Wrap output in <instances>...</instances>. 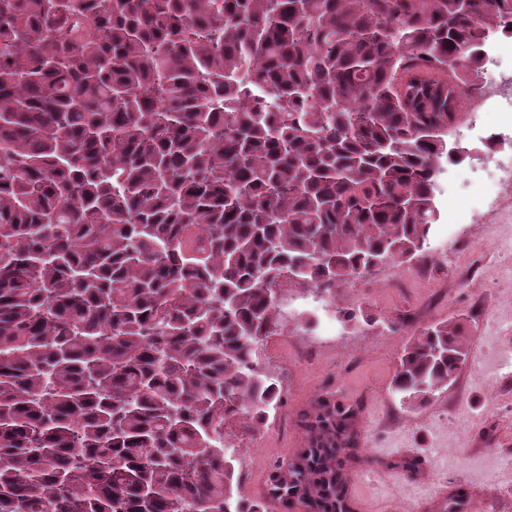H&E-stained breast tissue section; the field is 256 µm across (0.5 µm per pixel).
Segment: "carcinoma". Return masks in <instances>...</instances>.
Returning a JSON list of instances; mask_svg holds the SVG:
<instances>
[{
    "label": "carcinoma",
    "instance_id": "cac0c4a2",
    "mask_svg": "<svg viewBox=\"0 0 512 512\" xmlns=\"http://www.w3.org/2000/svg\"><path fill=\"white\" fill-rule=\"evenodd\" d=\"M512 0H0V512H230L224 425L263 424L284 275L428 257L480 35ZM440 84H420L418 71ZM420 328L394 392L468 356ZM357 409L327 392L284 512H354Z\"/></svg>",
    "mask_w": 512,
    "mask_h": 512
}]
</instances>
